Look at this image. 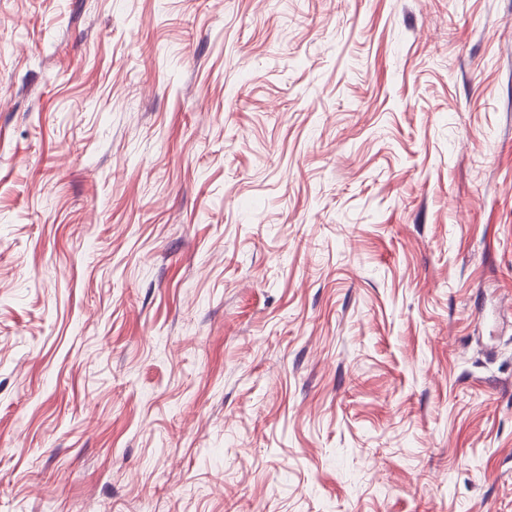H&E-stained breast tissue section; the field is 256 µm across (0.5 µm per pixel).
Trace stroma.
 Instances as JSON below:
<instances>
[{
	"label": "stroma",
	"instance_id": "35a3bbf8",
	"mask_svg": "<svg viewBox=\"0 0 512 512\" xmlns=\"http://www.w3.org/2000/svg\"><path fill=\"white\" fill-rule=\"evenodd\" d=\"M0 512H512V0H0Z\"/></svg>",
	"mask_w": 512,
	"mask_h": 512
}]
</instances>
